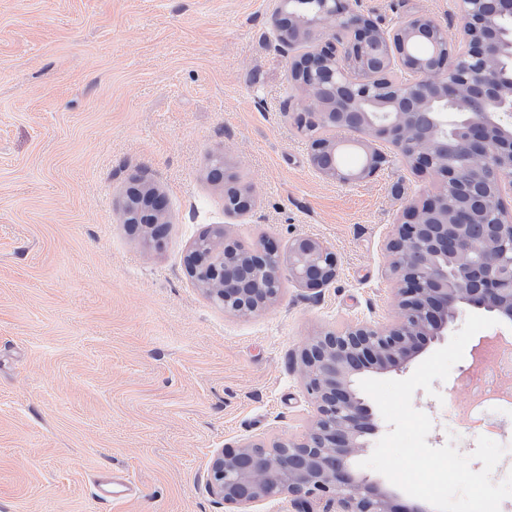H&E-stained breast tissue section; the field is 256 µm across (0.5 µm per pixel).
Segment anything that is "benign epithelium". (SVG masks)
I'll list each match as a JSON object with an SVG mask.
<instances>
[{
	"label": "benign epithelium",
	"mask_w": 512,
	"mask_h": 512,
	"mask_svg": "<svg viewBox=\"0 0 512 512\" xmlns=\"http://www.w3.org/2000/svg\"><path fill=\"white\" fill-rule=\"evenodd\" d=\"M464 38L424 15L382 28L349 0H279L274 14L279 49L302 45L289 67L298 84V127L309 136V161L322 177L349 184L374 174L387 155L382 141L440 186L412 205L385 244L395 281L390 323L358 321L307 340L297 357L314 408L296 437L245 439L217 452L206 488L225 512H255L290 498L303 512H429L397 506L395 495L364 474L363 437L375 431L358 389L369 372L401 371L427 339L448 335L470 306L512 325V0H457ZM326 30L329 38L322 40ZM360 132L365 163L341 168L344 143L333 132ZM224 181V211L242 216L251 191L212 167ZM121 221L144 237L169 223L166 202L153 185L125 189ZM291 279L317 290L336 277L337 260L320 240L303 236L286 253L272 245L245 246L218 227L194 241L185 258L191 278L224 312L249 317L281 295V266Z\"/></svg>",
	"instance_id": "7a95c632"
}]
</instances>
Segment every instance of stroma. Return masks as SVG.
Returning <instances> with one entry per match:
<instances>
[{"label":"stroma","mask_w":512,"mask_h":512,"mask_svg":"<svg viewBox=\"0 0 512 512\" xmlns=\"http://www.w3.org/2000/svg\"><path fill=\"white\" fill-rule=\"evenodd\" d=\"M384 28L423 14L460 33L454 0H350ZM275 0H0V512H224L204 474L248 437L301 434L313 413L297 354L321 331L394 317L384 244L435 180L393 156L353 184L323 179L277 48ZM252 189L224 213L215 156ZM170 222L152 246L120 222L133 178ZM250 246L325 243L335 279L283 277L241 318L188 275L216 225ZM472 348L413 406L439 448L471 453ZM119 474L116 500L94 480Z\"/></svg>","instance_id":"obj_1"}]
</instances>
